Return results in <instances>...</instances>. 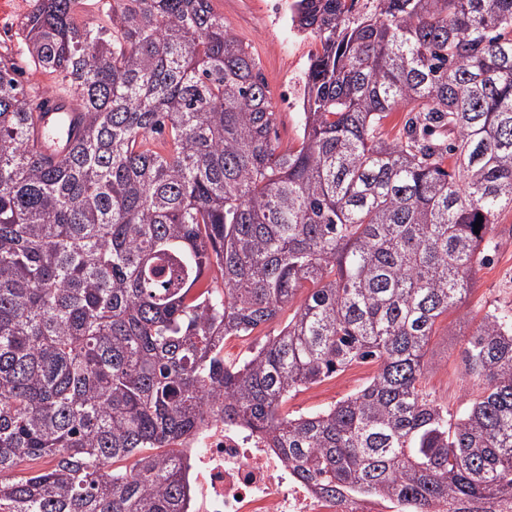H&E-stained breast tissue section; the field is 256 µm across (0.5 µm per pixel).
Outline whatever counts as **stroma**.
Returning a JSON list of instances; mask_svg holds the SVG:
<instances>
[{
  "label": "stroma",
  "mask_w": 512,
  "mask_h": 512,
  "mask_svg": "<svg viewBox=\"0 0 512 512\" xmlns=\"http://www.w3.org/2000/svg\"><path fill=\"white\" fill-rule=\"evenodd\" d=\"M268 0H213L225 26L244 44L258 63L277 112L276 134L281 146L295 144L300 133L298 115L292 112L288 92L299 69L307 67L317 46L307 40L295 43L291 53L279 52L284 32L266 20ZM499 247L475 275L476 284L459 308L436 326L428 346L426 387L436 401L456 414L476 391L478 382L465 371L466 337L491 310H512V210H504L494 226ZM377 365L357 362L323 382L293 393L290 413L299 415L325 409L356 392L373 377Z\"/></svg>",
  "instance_id": "stroma-1"
}]
</instances>
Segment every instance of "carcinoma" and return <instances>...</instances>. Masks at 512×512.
Returning <instances> with one entry per match:
<instances>
[{
    "mask_svg": "<svg viewBox=\"0 0 512 512\" xmlns=\"http://www.w3.org/2000/svg\"><path fill=\"white\" fill-rule=\"evenodd\" d=\"M82 4L19 33L83 112L61 156L32 144L51 98L0 52V512H187L179 447L210 415L329 497L511 505L512 314L465 339L482 390L455 420L423 380L512 210V0H294L318 49L286 149L212 0H103L106 25ZM368 360L357 393L288 413ZM268 330L269 328H264L262 331L256 330L252 336L230 338L225 344L224 356L230 361H235L246 356L250 351L255 349L260 339ZM376 371V363L355 362L319 384L292 393L288 399V412L299 415L325 409L356 392Z\"/></svg>",
    "mask_w": 512,
    "mask_h": 512,
    "instance_id": "obj_1",
    "label": "carcinoma"
}]
</instances>
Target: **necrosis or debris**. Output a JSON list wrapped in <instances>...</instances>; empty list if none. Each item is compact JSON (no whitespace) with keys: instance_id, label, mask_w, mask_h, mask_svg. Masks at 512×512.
I'll list each match as a JSON object with an SVG mask.
<instances>
[{"instance_id":"obj_1","label":"necrosis or debris","mask_w":512,"mask_h":512,"mask_svg":"<svg viewBox=\"0 0 512 512\" xmlns=\"http://www.w3.org/2000/svg\"><path fill=\"white\" fill-rule=\"evenodd\" d=\"M180 456L191 475L188 512H411L396 498L318 494L257 434L211 417Z\"/></svg>"}]
</instances>
